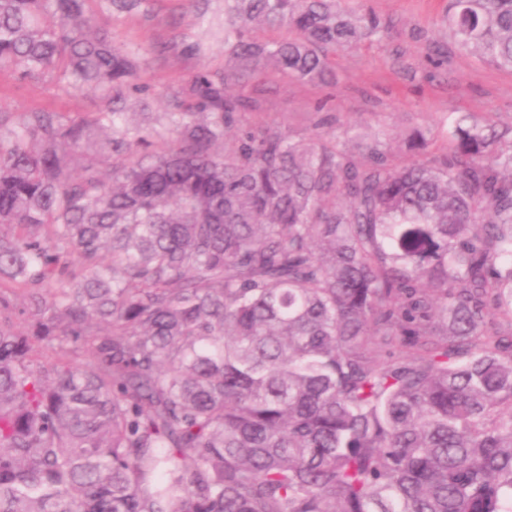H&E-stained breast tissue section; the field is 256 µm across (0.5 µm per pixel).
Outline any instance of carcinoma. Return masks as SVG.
Segmentation results:
<instances>
[{
	"instance_id": "1",
	"label": "carcinoma",
	"mask_w": 512,
	"mask_h": 512,
	"mask_svg": "<svg viewBox=\"0 0 512 512\" xmlns=\"http://www.w3.org/2000/svg\"><path fill=\"white\" fill-rule=\"evenodd\" d=\"M91 2L0 0V73L98 98L0 110V314L21 286L28 327L0 321V512H512V124L245 126L268 76L327 84L391 25L224 0V69L130 126L149 87L112 23L153 0ZM445 26L512 72V0Z\"/></svg>"
}]
</instances>
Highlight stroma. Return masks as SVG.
<instances>
[{
    "label": "stroma",
    "mask_w": 512,
    "mask_h": 512,
    "mask_svg": "<svg viewBox=\"0 0 512 512\" xmlns=\"http://www.w3.org/2000/svg\"><path fill=\"white\" fill-rule=\"evenodd\" d=\"M367 5L391 21L385 40L337 52L330 84L314 87L284 76L267 81L261 106L247 114V121L278 124L306 139L312 135L314 106L322 100L340 122L386 135H405L435 124L445 112L494 113L503 122L512 121V73L495 70L476 53L449 43L446 29L439 25L448 0H367ZM223 21V0H213L204 16L177 0H156L147 11L116 22V42L149 49L145 68L151 111H166L171 94L200 68H223ZM173 37L200 43L201 54L153 52L154 44ZM434 43L442 44L446 53L438 68L428 59ZM36 108L92 112L96 101L91 92L75 90L54 76L20 81L0 74L1 110L20 113Z\"/></svg>",
    "instance_id": "obj_1"
}]
</instances>
